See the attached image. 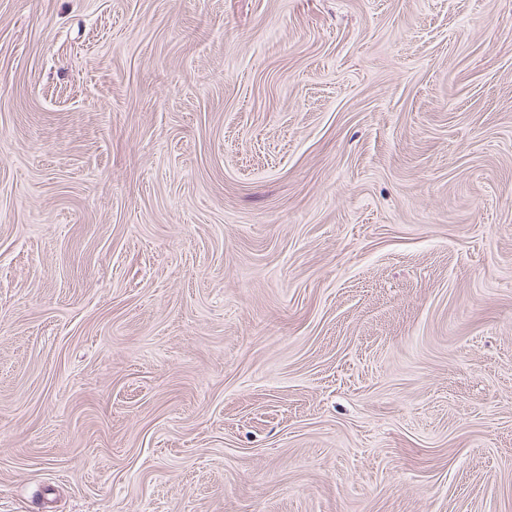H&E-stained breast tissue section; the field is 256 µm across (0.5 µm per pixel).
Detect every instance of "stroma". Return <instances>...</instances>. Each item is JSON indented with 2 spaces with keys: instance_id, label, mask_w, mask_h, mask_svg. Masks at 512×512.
Instances as JSON below:
<instances>
[{
  "instance_id": "35a3bbf8",
  "label": "stroma",
  "mask_w": 512,
  "mask_h": 512,
  "mask_svg": "<svg viewBox=\"0 0 512 512\" xmlns=\"http://www.w3.org/2000/svg\"><path fill=\"white\" fill-rule=\"evenodd\" d=\"M0 512H512V0H0Z\"/></svg>"
}]
</instances>
